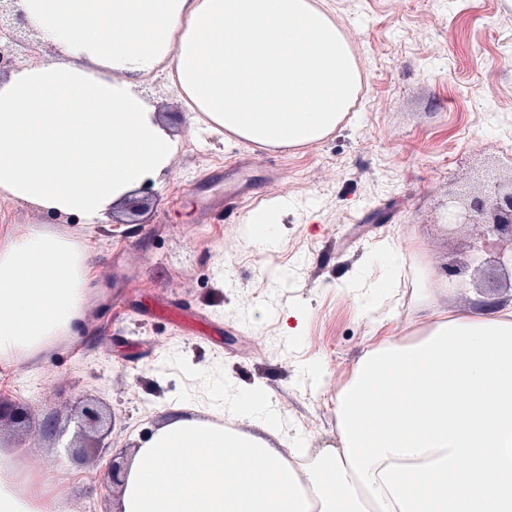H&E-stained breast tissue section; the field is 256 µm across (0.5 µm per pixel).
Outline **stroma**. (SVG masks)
Returning <instances> with one entry per match:
<instances>
[{"mask_svg":"<svg viewBox=\"0 0 512 512\" xmlns=\"http://www.w3.org/2000/svg\"><path fill=\"white\" fill-rule=\"evenodd\" d=\"M360 69L353 107L336 130L303 147H260L194 130L166 74L146 94L168 112L178 152L152 182L136 224L103 223L89 237L101 299L79 343L37 360L0 363V400L24 427L0 424V445L21 470L68 492L75 512H108L104 477L169 418L192 414L260 434L210 398L267 390L284 448L332 443L336 394L365 349L416 336L423 297L457 270L448 311L467 315L512 302L490 269L472 263L475 232L443 222L451 192L512 177V0H325ZM284 198L277 246L249 242V214ZM404 255L388 274L384 243ZM289 269L281 281V269ZM391 276L361 312L367 286ZM298 313L296 336L279 315ZM318 363L314 384L302 372ZM112 412L107 448L84 461L68 449L76 406Z\"/></svg>","mask_w":512,"mask_h":512,"instance_id":"35a3bbf8","label":"stroma"}]
</instances>
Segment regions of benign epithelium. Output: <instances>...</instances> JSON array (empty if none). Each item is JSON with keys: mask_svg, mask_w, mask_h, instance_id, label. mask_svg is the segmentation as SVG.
I'll return each mask as SVG.
<instances>
[{"mask_svg": "<svg viewBox=\"0 0 512 512\" xmlns=\"http://www.w3.org/2000/svg\"><path fill=\"white\" fill-rule=\"evenodd\" d=\"M16 0H0V73L16 65V47L22 44L21 23L14 13ZM445 221L448 229L475 226L480 229V249L496 251L497 268L506 285L512 288V178L494 182L478 192L448 195ZM111 429L108 414L98 407H84L77 416L75 439L68 447L85 458L102 442Z\"/></svg>", "mask_w": 512, "mask_h": 512, "instance_id": "1", "label": "benign epithelium"}]
</instances>
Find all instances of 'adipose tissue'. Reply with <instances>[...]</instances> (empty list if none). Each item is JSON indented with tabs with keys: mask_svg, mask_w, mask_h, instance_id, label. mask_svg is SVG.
<instances>
[{
	"mask_svg": "<svg viewBox=\"0 0 512 512\" xmlns=\"http://www.w3.org/2000/svg\"><path fill=\"white\" fill-rule=\"evenodd\" d=\"M53 50L0 77V199L70 227L0 225V358L32 360L85 320L84 238L170 167L177 139L144 79L165 70L193 124L260 146L321 141L359 83L312 0H17ZM385 397H378V390ZM262 435L194 416L133 454L121 512H512V304L426 305L417 337L366 350L336 396L338 444L299 467L252 387ZM0 512H72L0 449Z\"/></svg>",
	"mask_w": 512,
	"mask_h": 512,
	"instance_id": "obj_1",
	"label": "adipose tissue"
}]
</instances>
